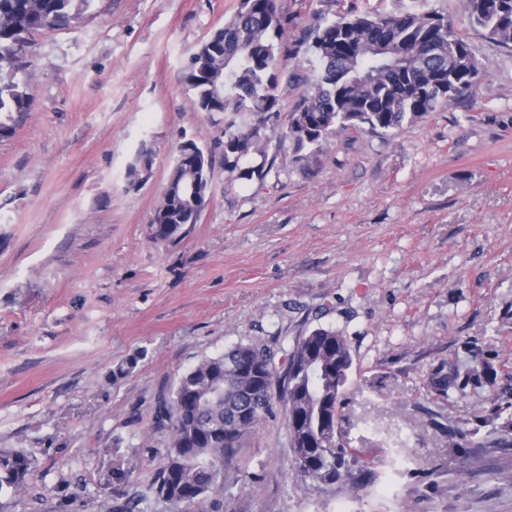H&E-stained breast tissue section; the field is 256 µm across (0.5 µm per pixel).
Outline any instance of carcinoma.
Segmentation results:
<instances>
[{
	"instance_id": "obj_1",
	"label": "carcinoma",
	"mask_w": 512,
	"mask_h": 512,
	"mask_svg": "<svg viewBox=\"0 0 512 512\" xmlns=\"http://www.w3.org/2000/svg\"><path fill=\"white\" fill-rule=\"evenodd\" d=\"M97 0H0V140L11 137L34 98L30 37L76 27L96 14ZM471 23L512 50V0H462ZM281 0H238L232 16L191 53L185 72L198 112L224 114V130L208 150H177L154 210L153 238L176 240L197 222L210 194L216 150L224 172L241 180L267 177L272 133L301 154L324 146L341 129L397 133L446 106L484 71L448 17L435 11L344 16L304 31L301 45L317 61L316 76L285 129L276 70L299 53L289 45ZM261 158L256 165L246 162ZM144 146L128 168L135 184L151 170ZM352 356L346 337L316 328L295 338L280 372L274 352L238 344L201 359L161 398L156 418L169 444L155 479L159 495L177 504L215 496L224 468L237 463L257 427L280 409L292 448V467L319 487L357 489L376 479L373 463L342 438L341 413ZM457 374L439 369L431 387L448 394ZM33 460L0 452V490L26 486Z\"/></svg>"
}]
</instances>
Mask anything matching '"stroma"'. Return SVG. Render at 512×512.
<instances>
[{
  "label": "stroma",
  "instance_id": "stroma-1",
  "mask_svg": "<svg viewBox=\"0 0 512 512\" xmlns=\"http://www.w3.org/2000/svg\"><path fill=\"white\" fill-rule=\"evenodd\" d=\"M237 3L100 0L33 38V108L0 140V450L35 468L0 512H213L155 490L160 395L239 343L283 362L318 327L348 340L346 440L379 479L298 477L277 414L225 469V512H512V51L460 0H282L292 39L348 13L446 14L485 74L402 132L349 128L303 159L283 145L262 180L216 163L199 221L156 240L178 145L224 126L191 107L185 64ZM314 74L305 52L281 72L284 112ZM448 363L442 397L428 381ZM453 429L488 443L450 447ZM153 164V152L151 148L142 147L135 160L128 168V181L130 184L140 182L143 173H148Z\"/></svg>",
  "mask_w": 512,
  "mask_h": 512
}]
</instances>
